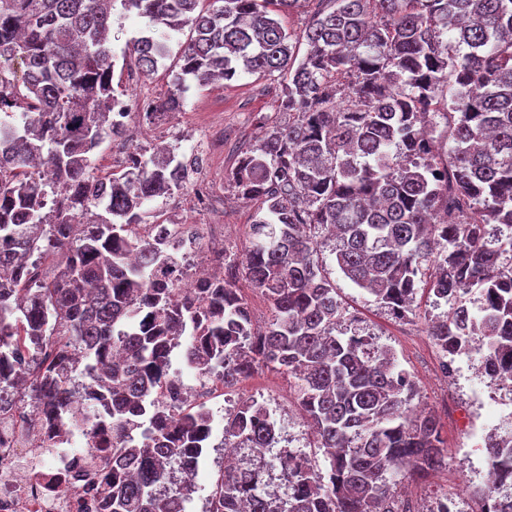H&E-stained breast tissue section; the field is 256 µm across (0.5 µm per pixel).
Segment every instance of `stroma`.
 Returning <instances> with one entry per match:
<instances>
[{
    "mask_svg": "<svg viewBox=\"0 0 512 512\" xmlns=\"http://www.w3.org/2000/svg\"><path fill=\"white\" fill-rule=\"evenodd\" d=\"M146 21L136 12L115 6L112 11V51L118 58L112 86L115 92H127L138 98L157 99L171 92V75L158 70L141 76L134 55L127 46L145 28ZM287 113L278 109L277 80L244 74L207 87H191L177 112L149 121L142 110H134L132 123L140 135L135 143L142 153H151L159 143H170L188 151L192 140L203 146L204 165L191 183L158 207V222L170 213L198 214L202 223L230 228L223 246L227 255L241 254L257 204L240 199L232 182V172L242 149L261 134L262 122H287ZM322 258L346 310L338 330L343 336L366 339L369 353L391 351L398 369L414 382L421 405L435 412L441 423L442 437L448 447L446 464L427 479L414 482L404 478L394 487L396 498L408 502L413 512H433L438 500H454L459 512H478V501L469 489L483 485L487 467L483 449L487 435H506L512 431V390L501 388L481 367L478 350L456 356L453 373L442 371V354L429 339L426 323L444 315L449 303L419 289L416 294V319L396 318L379 306L372 296L345 279L337 270L330 248ZM227 400L263 399L277 401L283 407L276 422L282 446L306 450L309 439L305 417L294 399L293 381L287 375L260 368L244 379Z\"/></svg>",
    "mask_w": 512,
    "mask_h": 512,
    "instance_id": "obj_1",
    "label": "stroma"
}]
</instances>
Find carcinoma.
I'll use <instances>...</instances> for the list:
<instances>
[{"label": "carcinoma", "instance_id": "carcinoma-1", "mask_svg": "<svg viewBox=\"0 0 512 512\" xmlns=\"http://www.w3.org/2000/svg\"><path fill=\"white\" fill-rule=\"evenodd\" d=\"M298 2L121 0L148 19L134 43L141 71L164 64L187 26L177 89L275 75L290 116L232 172L238 193L259 201L244 259L224 257V278L182 295L169 278L167 225H154L152 240L134 232L184 187L176 149L94 176L92 154L113 132L110 7L0 0V67H25L22 84L0 81V406L25 381L54 426L92 431L108 409L98 442L112 449L107 512H169L157 488L175 468L191 473L205 447V413L158 404L179 341L186 367L221 373L226 389L262 366L288 373L313 447L329 459L325 475L302 451L280 455L279 504L259 472L226 469L208 512H387L405 463L414 479L445 465L437 419L411 407L410 376L359 337L336 335L344 307L320 259L323 227L342 275L403 318L427 274L451 302L428 325L433 343L451 357L475 345L489 377L512 379V0H324L296 33L277 15ZM181 107L172 94L145 116ZM429 116L444 121L440 152L424 135ZM100 207L107 217L74 231ZM491 224L501 227L492 242ZM59 251L66 265L41 270L39 258ZM242 278L268 301L260 331ZM77 350L88 397L78 418L67 370ZM224 439L272 448L276 421L246 400L224 417ZM485 450L497 483L472 497L481 512H512V438L490 436Z\"/></svg>", "mask_w": 512, "mask_h": 512}]
</instances>
